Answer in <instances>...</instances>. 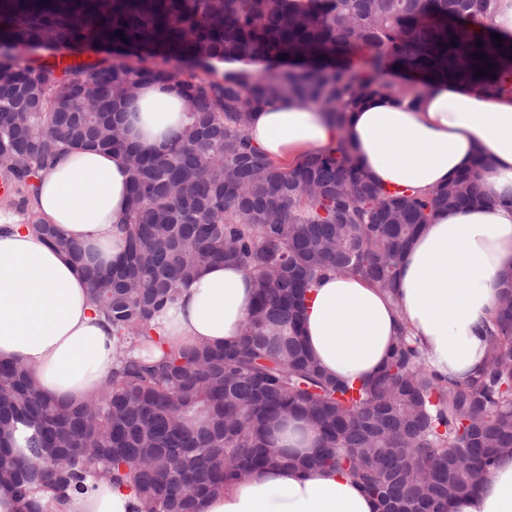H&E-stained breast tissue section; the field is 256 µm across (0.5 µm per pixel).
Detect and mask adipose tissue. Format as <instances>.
<instances>
[{
    "mask_svg": "<svg viewBox=\"0 0 512 512\" xmlns=\"http://www.w3.org/2000/svg\"><path fill=\"white\" fill-rule=\"evenodd\" d=\"M175 85L148 84L124 109L130 137L144 153L181 130ZM346 134L362 168L378 184L427 193L476 169L483 203L437 212L403 258L395 292L349 275L330 274L306 299L304 338L322 369L339 379L379 375L400 330H408L441 375L464 381L485 362L483 328L502 276L512 271V97L451 81L420 98L387 96L353 112ZM319 109L284 98L254 110L249 136L270 158L295 162L335 141ZM488 163L475 168L478 154ZM129 203L121 156L74 150L40 172L32 209L90 249L92 263L121 252L118 226ZM255 284L233 263L208 267L183 285L174 308L155 324L166 345L230 346L251 311ZM112 327L89 303L81 273L42 238L0 213V359L27 364L48 396L83 399L111 374ZM41 512H132L124 489L102 482L62 503L38 497ZM202 512H381L376 499L343 474H302L267 467L208 498ZM448 512H512V458L499 462L476 493L451 500Z\"/></svg>",
    "mask_w": 512,
    "mask_h": 512,
    "instance_id": "ef3b65f1",
    "label": "adipose tissue"
}]
</instances>
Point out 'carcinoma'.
I'll return each instance as SVG.
<instances>
[{
	"mask_svg": "<svg viewBox=\"0 0 512 512\" xmlns=\"http://www.w3.org/2000/svg\"><path fill=\"white\" fill-rule=\"evenodd\" d=\"M500 0H0V38L82 51L110 43L138 64L61 67L0 60V159L18 186L69 150L127 162L122 258L90 266L85 249L40 217L31 228L82 273L112 325V374L84 401L45 396L28 367L0 361V486L25 512L105 479L135 495L133 512H201L252 471L331 469L382 512H448L512 457V278L485 325L486 364L465 382L432 370L406 332L370 380L329 376L303 339L308 288L336 271L393 290L421 227L481 200L475 169L428 195L389 189L362 170L345 130L366 101L394 94L391 71L512 95V36L492 39ZM123 35L118 36L116 32ZM147 52L162 60L143 65ZM492 69L478 77L485 63ZM170 59L267 60L258 76L200 79ZM181 86L185 120L164 150L143 154L123 108L147 83ZM288 96L341 134L284 165L247 134L252 111ZM236 263L256 297L233 347L156 352L152 323L201 269ZM302 417L317 446L289 455L271 424Z\"/></svg>",
	"mask_w": 512,
	"mask_h": 512,
	"instance_id": "1",
	"label": "carcinoma"
}]
</instances>
